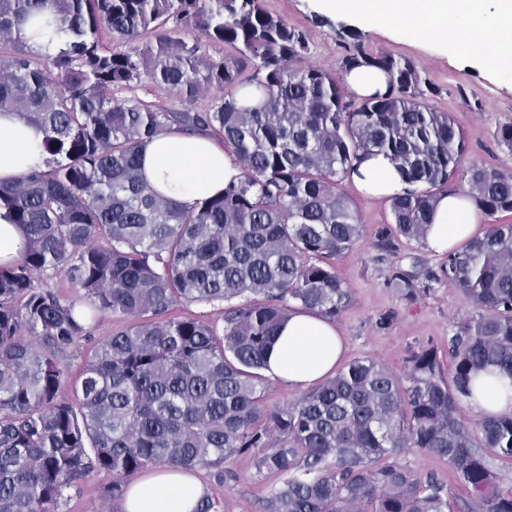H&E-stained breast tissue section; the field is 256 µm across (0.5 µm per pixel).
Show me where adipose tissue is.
<instances>
[{
	"instance_id": "adipose-tissue-1",
	"label": "adipose tissue",
	"mask_w": 512,
	"mask_h": 512,
	"mask_svg": "<svg viewBox=\"0 0 512 512\" xmlns=\"http://www.w3.org/2000/svg\"><path fill=\"white\" fill-rule=\"evenodd\" d=\"M340 9L374 23L408 29L413 37L444 35L449 17L461 16L468 41L485 37L490 28L503 31L494 43L497 61L512 66V0H328ZM43 132L17 113H0V179L13 180L41 165ZM144 173L165 197L192 207L221 192L241 169L213 138L159 133L143 151ZM372 198L400 193L404 184L391 162L376 155L351 176ZM479 211L461 196L442 194L433 216L427 243L444 253L460 247L474 235ZM345 350L337 326L320 315L291 313L269 357L267 375L295 389L306 388L332 375ZM472 393L466 399L477 418L512 413V379L490 368L473 373ZM205 488L192 473L155 468L128 485L122 512H194Z\"/></svg>"
}]
</instances>
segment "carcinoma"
Returning a JSON list of instances; mask_svg holds the SVG:
<instances>
[{
    "instance_id": "obj_1",
    "label": "carcinoma",
    "mask_w": 512,
    "mask_h": 512,
    "mask_svg": "<svg viewBox=\"0 0 512 512\" xmlns=\"http://www.w3.org/2000/svg\"><path fill=\"white\" fill-rule=\"evenodd\" d=\"M45 13L65 36L54 55L20 37ZM190 29L232 54L206 55ZM342 37L332 73L308 63L307 31L264 0H0V112L46 136L42 167L0 181V209L26 234L0 266V512H59L99 471L112 473L114 500L156 467L221 479L243 453L287 476L264 512H512L489 463L512 462V414L475 426L457 414L471 372L512 376V223L487 225L436 271L393 268L408 301L423 277L482 310L452 336V368L433 345L400 375L362 357L263 405L262 371L294 307L334 320L351 302L334 260L361 236L342 188L361 160L385 156L407 184L387 198L382 256L425 243L445 192L512 214V173L461 164L464 133L429 106L420 67L369 51L356 31ZM354 69L385 73V90L347 98ZM144 78L191 99L213 85L227 94L203 112L115 96ZM161 131L219 138L242 176L197 207L163 197L141 158ZM48 272L85 305L44 287ZM179 303L216 307L222 323L174 317ZM97 312L123 327L91 344ZM71 353L84 356L72 382ZM417 452L446 459L470 498L454 506L436 477L411 471Z\"/></svg>"
}]
</instances>
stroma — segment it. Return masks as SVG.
I'll use <instances>...</instances> for the list:
<instances>
[{"mask_svg":"<svg viewBox=\"0 0 512 512\" xmlns=\"http://www.w3.org/2000/svg\"><path fill=\"white\" fill-rule=\"evenodd\" d=\"M266 7L308 30V61L323 69L334 72L341 66L346 50L337 31L343 24L361 31L370 50L414 61L424 77L439 88L430 105L450 113L463 130L468 145L465 163L512 169V152L498 143L500 129L512 125V69L500 68L485 58L484 46L444 39L417 41L396 27H368L352 14L332 10L324 0H266ZM121 95L156 101L181 112L205 109L221 92L211 89L189 100L145 79L133 89L122 90ZM342 187L360 216L362 233L359 244L336 260L337 273L352 291L350 305L335 319L346 338L344 361L371 357L398 372L409 352L421 346L435 345L440 353H447L448 340L458 324L478 317V309L445 283L432 284L414 301L405 300L391 278L393 258L378 256L372 247L378 231L390 221L386 200L366 197L348 181ZM388 312L394 313L395 319L384 329L378 319ZM407 462L418 476L432 475L443 482L449 499L467 498L447 460L413 454ZM198 476L209 496L223 501L224 512H264L266 499L284 482L283 476L258 473L247 454L225 462L223 478H215L205 469L199 470ZM111 483L112 476L106 472L87 478L70 491L61 512H97Z\"/></svg>","mask_w":512,"mask_h":512,"instance_id":"stroma-1","label":"stroma"}]
</instances>
